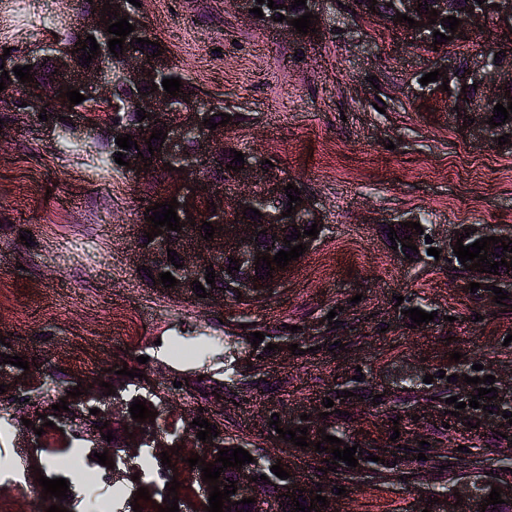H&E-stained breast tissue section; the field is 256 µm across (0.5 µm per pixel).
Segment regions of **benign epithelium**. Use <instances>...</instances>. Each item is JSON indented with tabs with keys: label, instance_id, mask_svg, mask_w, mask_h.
<instances>
[{
	"label": "benign epithelium",
	"instance_id": "benign-epithelium-1",
	"mask_svg": "<svg viewBox=\"0 0 512 512\" xmlns=\"http://www.w3.org/2000/svg\"><path fill=\"white\" fill-rule=\"evenodd\" d=\"M419 0H402L401 13L423 24V27L408 29V33L420 42L426 41L429 32L434 25L429 23V13L419 10ZM499 4L496 8V22L509 29L512 28V0H495ZM108 8L111 14H120L128 17V22L135 26L132 35L139 36L143 31V20L137 7L128 0H94L93 12L82 15L80 26L95 37L99 50L95 55L94 64L90 68H84L77 64L70 54H63L51 51V45H44V51L35 57L28 58V64L32 65V73H37L43 59H48L51 67L56 69L48 83L34 80L32 86H28L25 92L20 94L14 85L6 84V89L0 92V99L12 102H25L27 106L19 108V111L30 114H41L43 111L59 112L66 118V122L74 125V129L81 133L98 135L102 127L98 126L91 119V114L84 110L70 107V101L64 96L67 87L79 85L87 87L92 91L97 100L107 107V112H112V82L102 79V75L114 76L112 72V54L109 51L106 39L107 25L100 22L103 8ZM460 24L457 32L453 33V39L459 40L468 36V33L475 27L484 23L482 13L476 11L472 14L465 12L460 15ZM490 53L485 51L467 59L466 69L471 82L477 84L478 93L470 97H460L452 102V106L459 108V111L468 114L474 120L470 124V131L473 135L493 142L500 137L497 129L487 124L485 104L492 100L497 88L512 81V54L498 55V58L489 59ZM169 60L164 56L151 57L135 51L129 53L127 63L119 77L126 83L134 85H150L158 83L162 73L168 70ZM136 108L144 109L151 117L141 122H134L114 129L116 137L132 136V140L143 142L150 138L152 131L156 130L154 119L163 116H171L172 120L165 127V158L172 169L166 170L167 180L171 187L169 197H174L179 202L176 212L180 221L185 224L192 222L199 223V208L203 202H218L223 199L213 180L207 177L201 167L202 159L215 154L224 147L225 128L222 125L211 130L204 120L215 119L214 112L207 106H196L190 110L176 104L165 92L157 90L136 102ZM251 177L258 187V193L248 198L238 200L243 208H254L261 206L265 213L263 224L266 230V239L271 250H258L254 242V226L247 223L222 224V230L215 231L213 238L204 240L201 237L194 238L189 242L184 237L170 236L167 227H162L163 234L153 238L152 246L138 249L140 264L152 269L167 260V250L177 252L179 263L183 267L175 275L177 285L170 288V291L177 295L191 296L194 293L197 272L210 263H221L224 260V253L233 255L239 261L241 268L246 271L255 269V256L263 254L269 257L275 256L272 247L279 242L284 235L283 229L290 224H306L313 221L322 224V217L314 200L305 192H300L303 202L295 207V212L285 217L287 205L280 203L283 187L286 178L282 176L277 167L267 164H254L243 168L235 174V177ZM474 233L468 235L464 228L458 229V235L451 236L446 241V250L450 259H455L453 246L456 245L457 237H470L478 240L491 236L489 230L482 225H473ZM261 281L249 276L240 279L235 288L241 292L243 299H256L264 294V288L260 287ZM112 384L116 396L102 413L112 421L124 416L123 392L126 390V379L114 375ZM133 437L125 439V460L138 456L140 448L148 444L154 448L156 456L161 453H172V444L162 433L154 430L151 425L135 422V425L128 429ZM223 435L213 439V443H203L190 434L184 438L182 447L191 449V454L199 455L204 460H209L210 454L222 445ZM239 496L242 498H253L254 512H269L265 497L256 492L255 486L249 474H244L239 480ZM460 497L468 499L467 506L458 509L447 505V502L454 498V492L444 493L437 497V507H432L429 500H424V506L428 512H476L477 503L472 491L465 490Z\"/></svg>",
	"mask_w": 512,
	"mask_h": 512
}]
</instances>
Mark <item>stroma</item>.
I'll use <instances>...</instances> for the list:
<instances>
[{
	"instance_id": "1",
	"label": "stroma",
	"mask_w": 512,
	"mask_h": 512,
	"mask_svg": "<svg viewBox=\"0 0 512 512\" xmlns=\"http://www.w3.org/2000/svg\"><path fill=\"white\" fill-rule=\"evenodd\" d=\"M148 32L209 97L239 113L224 141L277 164L317 203L324 231L270 296L198 303L147 285L135 257L147 185L102 170L93 150L0 103V334L11 355L48 386L87 380L103 395L108 368L127 364L164 396L160 420L195 412L223 421L224 437L290 464L296 480L329 483L269 421L307 414L324 425L325 399L343 410L350 444L380 456L346 492L338 512H418L431 491L491 476L512 480V310L447 257L401 258L384 226L425 216L436 248L459 227L512 228V153L470 138L441 91L419 93L433 62L512 43L484 24L463 43L413 42L384 17L354 12L351 0H321L326 22L296 35L241 16L233 0H140ZM76 0H0V50L30 51L75 26ZM58 225L68 251L51 250L43 225ZM32 245H25L24 234ZM70 305L68 316L49 311ZM434 313L412 326L405 311ZM131 310L134 345L96 353L98 369H70L92 352L87 331L112 333L109 311ZM335 313L339 327L325 318ZM265 341L252 346L251 332ZM208 336L205 358L175 360L173 339ZM299 354H292L291 345ZM460 360H452V353ZM147 363H139V356ZM234 373H226L227 364ZM495 376L498 399L469 407L476 385L457 378L473 364ZM364 381H356V372ZM433 375L425 383V375ZM203 387L201 407L172 402L175 383ZM350 398H341V391ZM464 401V418L446 400Z\"/></svg>"
}]
</instances>
